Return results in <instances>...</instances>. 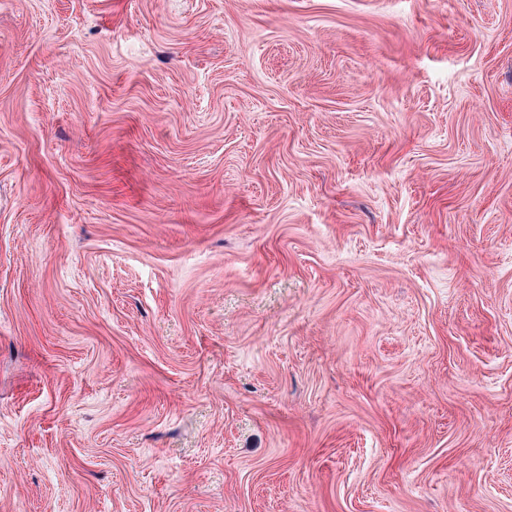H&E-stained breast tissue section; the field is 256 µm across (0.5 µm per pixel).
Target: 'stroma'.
I'll return each instance as SVG.
<instances>
[{
  "label": "stroma",
  "instance_id": "obj_1",
  "mask_svg": "<svg viewBox=\"0 0 512 512\" xmlns=\"http://www.w3.org/2000/svg\"><path fill=\"white\" fill-rule=\"evenodd\" d=\"M0 512H512V0H0Z\"/></svg>",
  "mask_w": 512,
  "mask_h": 512
}]
</instances>
